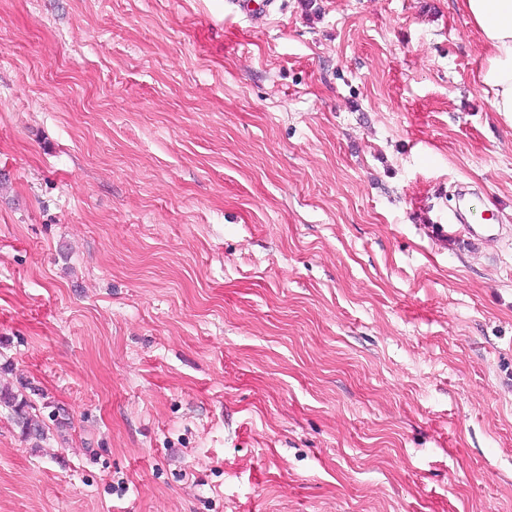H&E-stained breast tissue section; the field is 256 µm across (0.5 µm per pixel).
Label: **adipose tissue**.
I'll return each mask as SVG.
<instances>
[{
	"label": "adipose tissue",
	"instance_id": "1",
	"mask_svg": "<svg viewBox=\"0 0 512 512\" xmlns=\"http://www.w3.org/2000/svg\"><path fill=\"white\" fill-rule=\"evenodd\" d=\"M481 33L487 64L480 80L492 92L494 111L512 115V0H459Z\"/></svg>",
	"mask_w": 512,
	"mask_h": 512
}]
</instances>
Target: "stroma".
Here are the masks:
<instances>
[{
	"instance_id": "1",
	"label": "stroma",
	"mask_w": 512,
	"mask_h": 512,
	"mask_svg": "<svg viewBox=\"0 0 512 512\" xmlns=\"http://www.w3.org/2000/svg\"><path fill=\"white\" fill-rule=\"evenodd\" d=\"M485 55L456 0H0V512H512ZM260 2V3H257ZM274 0H228L227 3L230 7V11L233 14H240L251 19H259L263 16H267L270 13L272 6H274ZM258 7H254V5ZM260 16V17H259ZM9 408L15 424L27 438L42 439L44 427L38 420V415L32 413L34 404L22 392H15L9 387H0V406Z\"/></svg>"
}]
</instances>
